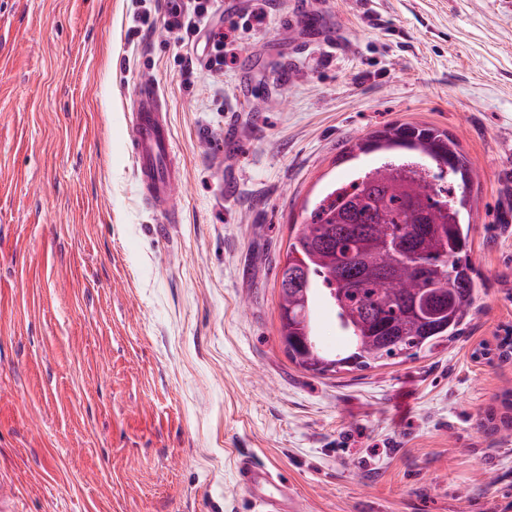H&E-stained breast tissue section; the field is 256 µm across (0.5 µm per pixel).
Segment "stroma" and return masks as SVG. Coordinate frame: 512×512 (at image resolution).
<instances>
[{
  "mask_svg": "<svg viewBox=\"0 0 512 512\" xmlns=\"http://www.w3.org/2000/svg\"><path fill=\"white\" fill-rule=\"evenodd\" d=\"M195 62L169 0H0V492L20 512H256L251 457L296 512H512V0H218ZM167 103L179 222L136 190L141 81ZM447 130L469 161L484 286L434 354L314 376L279 335L292 225L383 162L349 141ZM314 334L346 344L326 295ZM224 42V32L213 33L207 42L206 62L213 67L224 65V56L229 51Z\"/></svg>",
  "mask_w": 512,
  "mask_h": 512,
  "instance_id": "1",
  "label": "stroma"
}]
</instances>
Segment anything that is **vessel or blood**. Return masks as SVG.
Wrapping results in <instances>:
<instances>
[{"label":"vessel or blood","instance_id":"vessel-or-blood-1","mask_svg":"<svg viewBox=\"0 0 512 512\" xmlns=\"http://www.w3.org/2000/svg\"><path fill=\"white\" fill-rule=\"evenodd\" d=\"M166 102L154 85L141 83L135 110L128 116L131 128L129 153L135 169V182L143 202L168 209V223L178 221L172 202L181 183L173 162L174 139L165 115ZM243 487L259 504L261 512H293L294 498L285 478L244 458L239 462Z\"/></svg>","mask_w":512,"mask_h":512}]
</instances>
